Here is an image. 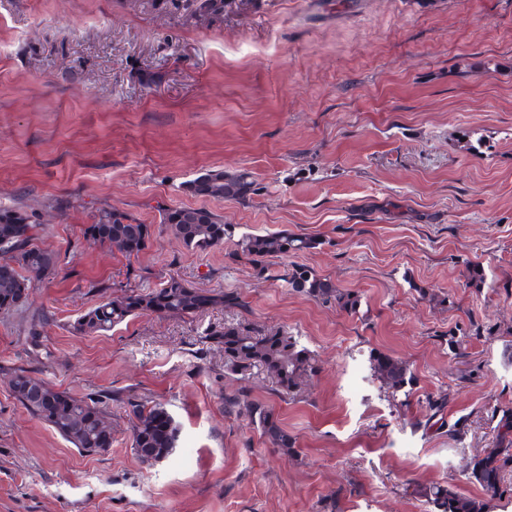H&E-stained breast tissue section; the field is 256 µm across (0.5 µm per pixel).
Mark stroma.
<instances>
[{"instance_id": "stroma-1", "label": "stroma", "mask_w": 512, "mask_h": 512, "mask_svg": "<svg viewBox=\"0 0 512 512\" xmlns=\"http://www.w3.org/2000/svg\"><path fill=\"white\" fill-rule=\"evenodd\" d=\"M182 4L0 0V211L26 213L57 258L0 313V512H326L331 496L336 512H433L414 484L480 494L467 467L512 407V0ZM214 170L249 173L255 193L188 191ZM185 207L318 245L260 267L230 240L191 251L162 222ZM103 211L151 225L149 247L129 258L85 237ZM299 266L357 293L356 310L287 288ZM173 273L243 305L72 333L89 307ZM230 322L287 331L319 361L291 400L262 375L244 385L290 453L224 410L242 385L209 333ZM374 350L406 362L409 394L372 377ZM17 369L108 396L111 448L81 453L30 416ZM126 394L165 404L171 458L133 453Z\"/></svg>"}]
</instances>
